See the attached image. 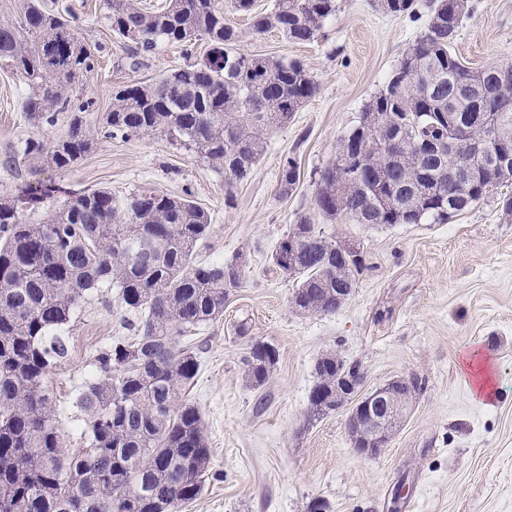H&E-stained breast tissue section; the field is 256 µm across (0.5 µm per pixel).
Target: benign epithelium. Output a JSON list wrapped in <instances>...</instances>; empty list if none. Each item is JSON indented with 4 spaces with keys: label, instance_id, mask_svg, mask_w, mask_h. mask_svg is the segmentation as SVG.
Here are the masks:
<instances>
[{
    "label": "benign epithelium",
    "instance_id": "1",
    "mask_svg": "<svg viewBox=\"0 0 512 512\" xmlns=\"http://www.w3.org/2000/svg\"><path fill=\"white\" fill-rule=\"evenodd\" d=\"M364 372L336 365V409L351 406L348 433L355 440V452L367 459L377 458L389 447L395 433L407 418L414 396L398 397L402 390H415L412 380L397 378L363 391Z\"/></svg>",
    "mask_w": 512,
    "mask_h": 512
}]
</instances>
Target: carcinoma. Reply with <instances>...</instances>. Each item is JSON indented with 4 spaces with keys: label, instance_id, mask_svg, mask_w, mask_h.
<instances>
[{
    "label": "carcinoma",
    "instance_id": "carcinoma-1",
    "mask_svg": "<svg viewBox=\"0 0 512 512\" xmlns=\"http://www.w3.org/2000/svg\"><path fill=\"white\" fill-rule=\"evenodd\" d=\"M232 5L248 15L252 34L276 31L299 44L317 39L336 12V0H274L262 11L254 0ZM109 7L112 32L144 51L160 43L189 50L199 41L209 49L202 61L152 83L115 88L105 134H163L223 172L231 202L267 137L316 94L314 77L297 60L255 54L242 66V32L224 21L222 0H168L156 10L109 0ZM377 7L401 16L414 11V0H377ZM427 8L424 31L362 112L364 133L355 137L354 127L342 135L321 171L314 209L330 221L446 224L512 181L498 153L477 152L479 145H512V65L473 69L452 54L469 0H429ZM23 9L21 26L0 22V61L29 87V118L51 125L66 112L69 131L49 150L31 137L21 152L66 170L93 146L85 105L65 96L91 68L92 52L40 0H24ZM480 112L491 120L474 119ZM450 139L467 162L455 177L438 150ZM300 178L296 160L285 158L282 195ZM66 193L37 182L0 199V512H180L201 492L210 458L201 412L182 396L198 374L197 355L180 341L224 312L242 282V255L199 261L209 214L150 186L123 201L104 188L85 191L37 222L28 219L26 212ZM296 226V252L288 253L284 237L271 259L297 281L296 310L334 313L336 289L357 284L365 260L336 259V241L305 214ZM103 287L119 289L133 335L93 357V379L76 396L87 449L70 456L46 380L69 356L77 310ZM277 356L273 345L254 342L248 380L264 384Z\"/></svg>",
    "mask_w": 512,
    "mask_h": 512
}]
</instances>
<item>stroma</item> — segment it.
<instances>
[{
	"label": "stroma",
	"mask_w": 512,
	"mask_h": 512,
	"mask_svg": "<svg viewBox=\"0 0 512 512\" xmlns=\"http://www.w3.org/2000/svg\"><path fill=\"white\" fill-rule=\"evenodd\" d=\"M41 2L74 22L91 49L93 68L73 85L72 96L84 102L94 128L109 112L115 87L157 79L208 51L200 42L189 52L161 44L136 53L113 34L107 0ZM470 5L453 45L456 56L471 68L512 63V0ZM224 17L245 32L240 52L300 60L318 84L315 97L269 136L229 205L223 174L157 134L97 136L66 170L23 157L25 139L51 145L69 125L63 115L51 125L29 121L21 109L28 88L0 62V196L41 180L75 192L105 188L122 199L148 184L209 213L200 260L218 263L238 253L246 260L223 315L186 341L200 362L186 397L202 414L211 456L202 492L182 512H308L317 498L330 512H512V216L503 209L512 185L445 224L332 222L312 205L317 172L424 29L426 6L392 16L372 0H336L322 37L308 44L248 34L247 15L229 6ZM287 156L296 158L302 177L283 197L277 183ZM300 213L325 236L353 240L364 252L366 267L336 312H295V283L271 260ZM121 317L116 289L90 297L72 326L67 362L48 378L69 454L86 447L73 396L91 376L96 351L124 335ZM239 325L245 335L236 334ZM254 340L279 352L260 387L244 372ZM329 353L359 364L367 387L400 377L418 383L412 415L377 458L354 452L345 411L309 416L314 366ZM469 353L491 366L489 390L475 385L464 361Z\"/></svg>",
	"instance_id": "obj_1"
}]
</instances>
